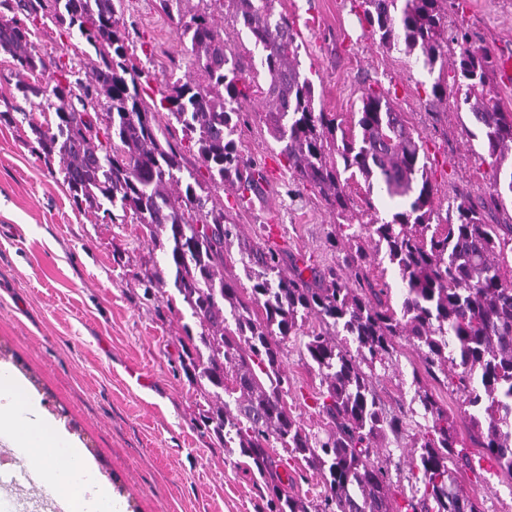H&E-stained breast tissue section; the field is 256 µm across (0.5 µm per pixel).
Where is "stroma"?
I'll return each mask as SVG.
<instances>
[{
  "instance_id": "1",
  "label": "stroma",
  "mask_w": 512,
  "mask_h": 512,
  "mask_svg": "<svg viewBox=\"0 0 512 512\" xmlns=\"http://www.w3.org/2000/svg\"><path fill=\"white\" fill-rule=\"evenodd\" d=\"M300 45L301 66L313 81L317 103L350 119L367 87L388 90L397 111L422 137L436 198L479 202L490 185L492 160L456 93L434 99L437 73L403 49L382 47L362 25L352 0H277ZM135 46L133 60L148 72L144 97L158 104L173 79L201 82L183 49L176 25L155 0H122ZM449 26H468L496 55L512 54V0H456ZM33 40L45 61H71L90 72L93 49L77 33L38 21ZM9 56L0 54V103L20 113L0 122V364L38 400L69 441L82 448L92 472L112 490L117 512H268L262 483L251 461L224 451L199 425L201 397L180 367L183 325L192 324L184 304L168 308L160 293H146L142 278L163 256L142 238L121 209L110 215L77 208L59 172L33 151L30 122H44L38 97L17 96ZM245 157L267 165L260 196L237 200L232 189L211 196L240 226L241 242L224 251L226 281L249 287L241 243L276 242L286 255L323 266L341 261L329 236L336 219L314 189L299 184L280 146L269 135L261 104L243 128ZM303 335L289 336L283 351L289 390L285 401L306 427L321 424L315 399L317 371L302 359ZM394 364L376 370L375 392L386 410L404 417L399 435L384 441L391 451L393 485L412 489L409 468L425 421L414 397L413 370L422 363L413 346L396 341ZM423 385L447 409L457 437L472 457L458 471L459 486L476 495L483 512H512V479L473 442L474 430L460 393L422 375ZM283 459L289 494H322L320 476L305 462Z\"/></svg>"
}]
</instances>
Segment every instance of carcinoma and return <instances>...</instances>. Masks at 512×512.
Returning a JSON list of instances; mask_svg holds the SVG:
<instances>
[{
	"label": "carcinoma",
	"mask_w": 512,
	"mask_h": 512,
	"mask_svg": "<svg viewBox=\"0 0 512 512\" xmlns=\"http://www.w3.org/2000/svg\"><path fill=\"white\" fill-rule=\"evenodd\" d=\"M120 2L0 0V8L13 14L0 21V54L12 61L15 89L42 97L41 111L55 113L53 124L32 126L35 150L47 163L59 158L73 204L106 213L120 207L152 249L167 255L178 296H167L166 303L171 307L181 299L200 328L194 337L182 326L189 344L181 366L206 403L200 412L205 432L252 461L268 491V512H481L449 466H465L469 458L455 453L448 412L423 386L416 394L429 425L412 459L423 492L398 502L388 477L390 456L376 443L398 433L402 420L383 407L372 377L392 360L394 340L405 337L426 372L434 379L443 375L475 410L468 418L482 435L476 444L512 478V225L488 224L484 215L503 206L504 193L512 194V171L501 176L512 152V112L489 85L494 49L473 45L470 31L458 27L450 41L459 54L443 60L448 0H361L363 20L381 46L418 52L430 71L448 66L452 86L437 81L432 94L440 101L451 88L461 96L496 163L492 192L477 205L453 199L448 210L455 215L443 217L421 137L387 92L363 93L357 135L343 128L336 113L316 108L314 84L300 68L293 21L275 13L274 0H207L190 10L183 9L184 0H158L163 13L176 16L192 64L204 76L202 84H167L161 98L165 123L142 96L143 72L130 58ZM226 2L232 22L260 50L261 69L253 68L251 51L227 47L224 29L213 23L211 5L222 9ZM45 18L78 31L94 48L90 80L61 60L46 64L29 28ZM47 72L45 86L28 82ZM254 100L268 104L266 123L289 169L299 183L317 190L341 219L338 227L352 228L346 172L399 199L391 220L360 225L385 250L403 283L398 307L391 304L389 285L370 279V255L353 244L361 238L357 232L341 236V264L323 271L288 264L274 247H250L247 301L224 281V248L240 237L239 225L199 193L201 173L182 164L172 125L197 148L206 182L234 186L244 199L257 194L264 179L237 141ZM181 182L184 190L169 192L168 186ZM196 224L210 225L211 233L197 237ZM254 304L262 317L255 316ZM310 316L319 326L306 335L303 360L326 387L316 398L323 419L316 432L288 410L281 357L298 321ZM274 443L322 472L319 500L288 494L279 461L268 452Z\"/></svg>",
	"instance_id": "obj_1"
}]
</instances>
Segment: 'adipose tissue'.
<instances>
[{"instance_id":"obj_1","label":"adipose tissue","mask_w":512,"mask_h":512,"mask_svg":"<svg viewBox=\"0 0 512 512\" xmlns=\"http://www.w3.org/2000/svg\"><path fill=\"white\" fill-rule=\"evenodd\" d=\"M32 444L29 466L44 489L62 499L66 512H113L112 496L88 468L82 449L60 446L62 428L41 413L34 397L18 386H0V429Z\"/></svg>"}]
</instances>
